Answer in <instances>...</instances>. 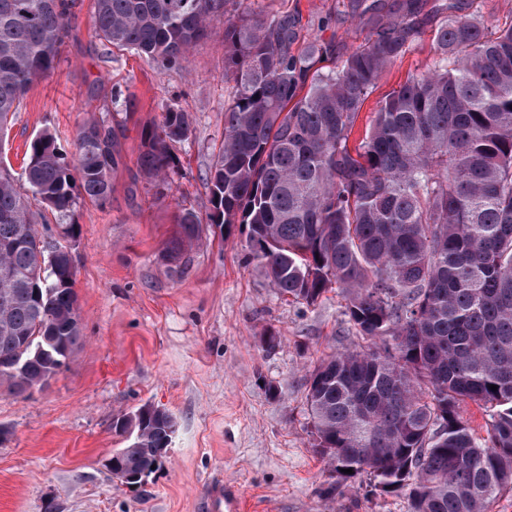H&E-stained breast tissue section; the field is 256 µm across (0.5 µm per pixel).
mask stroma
Returning <instances> with one entry per match:
<instances>
[{
  "instance_id": "stroma-1",
  "label": "stroma",
  "mask_w": 512,
  "mask_h": 512,
  "mask_svg": "<svg viewBox=\"0 0 512 512\" xmlns=\"http://www.w3.org/2000/svg\"><path fill=\"white\" fill-rule=\"evenodd\" d=\"M350 2L230 0L228 12L290 16L299 45L341 52L371 30L351 18ZM93 12V0H75L54 69L33 84L0 147L18 173L36 133L51 131L70 155L80 124L105 116L122 157L109 200L78 199L68 218L81 227L73 252L82 322L71 363L33 392L0 389V512H206L219 481L241 491L248 512H407L403 496L375 492L364 475L330 493L334 476L311 447L309 369L368 346L342 293L312 305L280 297L246 260L237 229L204 231L186 267L163 258L177 215L208 206L206 172L224 137L223 21L186 61L162 70L133 51H106ZM434 57L423 30L367 97L354 138L385 95ZM169 106L193 125L188 142L171 145L176 172L162 185L143 176L139 156L144 129ZM270 334L280 345L269 354L261 345ZM147 403L173 414L177 431L163 469L133 490L106 467L127 444L112 423Z\"/></svg>"
}]
</instances>
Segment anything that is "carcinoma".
<instances>
[{
  "label": "carcinoma",
  "mask_w": 512,
  "mask_h": 512,
  "mask_svg": "<svg viewBox=\"0 0 512 512\" xmlns=\"http://www.w3.org/2000/svg\"><path fill=\"white\" fill-rule=\"evenodd\" d=\"M228 4L95 0L93 31L166 67L224 19L233 86L206 176L208 223L245 227L246 257L278 294L313 305L340 289L355 334L372 341L306 376L312 448L336 476L328 492L367 474L407 512H492L512 493V14L490 30L459 0L439 4L441 20L427 0H405L321 74L332 46L298 49L290 18L232 19ZM71 8L0 0V142L54 69ZM431 23L433 67L389 92L350 144L385 69ZM191 134L190 114L167 107L143 132V173L168 182L169 143ZM76 150L72 167L53 134L36 135L21 186L0 157V387L17 394L67 366L80 336L70 260L80 229L65 219L77 194L101 204L112 193V122L84 123ZM32 198L58 215V232L37 229ZM177 224L172 264L203 231L190 211ZM466 400L485 412L486 436L461 417ZM176 426L151 404L117 418L130 443L112 454V473L133 486L161 469Z\"/></svg>",
  "instance_id": "carcinoma-1"
}]
</instances>
